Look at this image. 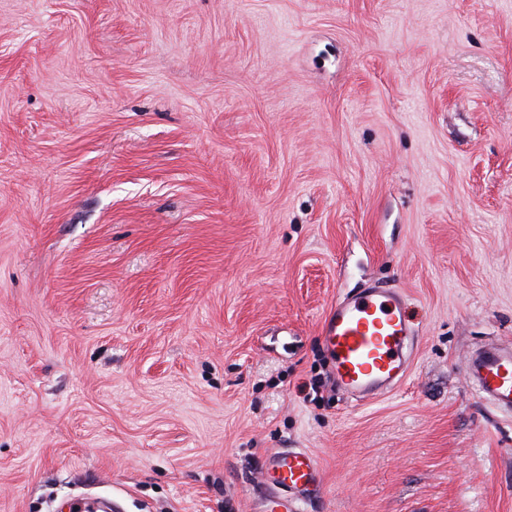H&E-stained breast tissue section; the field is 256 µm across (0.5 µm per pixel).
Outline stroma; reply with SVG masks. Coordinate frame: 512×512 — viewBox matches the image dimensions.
Instances as JSON below:
<instances>
[{
	"instance_id": "1",
	"label": "stroma",
	"mask_w": 512,
	"mask_h": 512,
	"mask_svg": "<svg viewBox=\"0 0 512 512\" xmlns=\"http://www.w3.org/2000/svg\"><path fill=\"white\" fill-rule=\"evenodd\" d=\"M412 366L314 376L338 297ZM512 0H0V512H512ZM415 330L403 293L366 288L336 300L322 326L337 385L349 396L381 394L405 377ZM467 374L483 396L512 411V349L490 348L476 353ZM263 491L267 512H299L322 483L321 466L305 448H287L268 454L263 463Z\"/></svg>"
}]
</instances>
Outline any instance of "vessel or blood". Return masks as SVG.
<instances>
[{"instance_id": "vessel-or-blood-1", "label": "vessel or blood", "mask_w": 512, "mask_h": 512, "mask_svg": "<svg viewBox=\"0 0 512 512\" xmlns=\"http://www.w3.org/2000/svg\"><path fill=\"white\" fill-rule=\"evenodd\" d=\"M414 337L403 293L389 288L372 287L337 299L322 326L336 383L356 399L402 382ZM467 373L483 396L512 411V350L490 348L476 353ZM262 475L269 512H300L322 483L317 458L304 448L271 452L264 459Z\"/></svg>"}]
</instances>
